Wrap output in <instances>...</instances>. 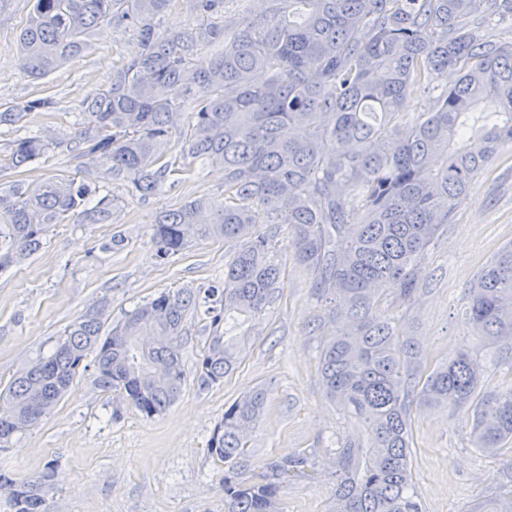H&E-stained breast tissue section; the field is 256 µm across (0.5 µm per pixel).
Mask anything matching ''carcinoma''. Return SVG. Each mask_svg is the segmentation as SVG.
I'll return each instance as SVG.
<instances>
[{
  "instance_id": "carcinoma-1",
  "label": "carcinoma",
  "mask_w": 512,
  "mask_h": 512,
  "mask_svg": "<svg viewBox=\"0 0 512 512\" xmlns=\"http://www.w3.org/2000/svg\"><path fill=\"white\" fill-rule=\"evenodd\" d=\"M173 0H33L19 38L24 70L48 76L86 50L104 23L138 29L141 53L115 66L86 100L74 133L80 158L106 156L108 181L133 194H158L179 168L166 160L181 102L195 103L183 159L224 168L228 203L200 197L159 212L153 241L166 259L203 239H241L224 268V288L165 291L135 307L101 335L96 315L65 330L53 352L0 391V418L13 412L32 427L69 391L95 352L94 385L118 389L147 417L163 414L184 384L182 335L199 296L209 306L211 336L200 380L216 383L237 364L243 336L223 326L252 318L271 303L280 270L268 257L261 224H288L291 243L316 287L336 294L333 331L320 357L330 397L362 420L366 444L336 451L334 512H420L414 499L411 429L404 380L412 358L378 298L417 287L416 271L472 182L512 143V41L494 39L495 22L512 30V0H264L267 8L231 32L224 0H189L201 22L161 33L154 20ZM204 46L208 63L196 67ZM265 74L261 81L256 72ZM452 80L425 112L409 90L428 75ZM52 98L0 111V126L29 112H49ZM49 131L11 142L9 166L38 162ZM63 176L43 184L0 187V273L33 255L55 224L82 210L90 224L112 220L114 198ZM469 321L489 346L512 347V243L504 245L469 289ZM483 378L477 354L460 350L430 374L426 401L472 404ZM266 396L252 391L224 409L208 451L224 462L227 512H276L279 485L235 481L246 431ZM475 442L495 452L512 442V381L476 408ZM47 469L22 483L0 473L13 512H47ZM472 512H512V492Z\"/></svg>"
}]
</instances>
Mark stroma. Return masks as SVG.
<instances>
[{"instance_id":"35a3bbf8","label":"stroma","mask_w":512,"mask_h":512,"mask_svg":"<svg viewBox=\"0 0 512 512\" xmlns=\"http://www.w3.org/2000/svg\"><path fill=\"white\" fill-rule=\"evenodd\" d=\"M31 0L0 5V105L23 106L52 95L50 112H30L27 131L48 129L55 143L24 177L42 182L80 177L71 138L84 121L83 102L102 88L113 65L140 52L138 33L109 24L91 46L41 80L23 70L16 37ZM109 190L118 204L108 224H89L80 213L53 226L39 251L0 273V390L49 355L77 317L101 313L105 327L163 291L222 287L224 267L240 243L197 241L165 259L155 254L157 211L198 197L224 202V170L194 164L172 175L158 194L139 198L120 182ZM270 257L281 269L266 310L247 322L248 341L238 366L202 384L199 359L210 334L203 310L189 312L183 331L185 382L169 409L152 418L120 392L80 373L69 392L36 426L0 442V473L28 480L55 467L48 512H225V465L208 441L235 399L255 389L267 394L259 422L247 432L240 482L278 481L279 512H332L336 450L365 441L360 421L346 416L326 394L319 355L331 331L333 295L318 291L289 244V227L264 224ZM122 248L111 249L114 234ZM512 242V145L472 184L448 228L419 265L417 289L401 299L387 293L377 309L395 319L416 355L408 369L411 470L422 512H468L479 500L512 491V448L487 453L473 443L475 412L426 404L422 383L457 350L477 352L484 365L480 395L512 378V349L483 344L466 319L468 290L482 268ZM289 463L285 478L273 466Z\"/></svg>"}]
</instances>
